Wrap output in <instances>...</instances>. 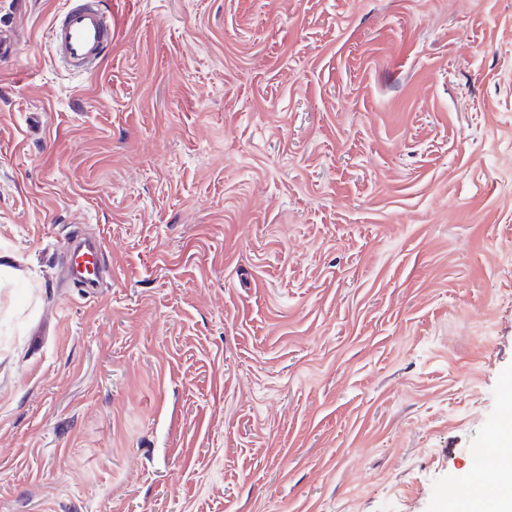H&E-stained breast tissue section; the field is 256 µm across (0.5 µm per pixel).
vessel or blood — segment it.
Returning <instances> with one entry per match:
<instances>
[{"label": "vessel or blood", "mask_w": 512, "mask_h": 512, "mask_svg": "<svg viewBox=\"0 0 512 512\" xmlns=\"http://www.w3.org/2000/svg\"><path fill=\"white\" fill-rule=\"evenodd\" d=\"M112 13L104 0H64L48 29L51 56L69 71L89 75L105 61L112 48ZM97 240L74 239L64 250L70 272L86 293L99 286Z\"/></svg>", "instance_id": "b4317fda"}]
</instances>
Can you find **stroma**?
I'll use <instances>...</instances> for the list:
<instances>
[{"mask_svg": "<svg viewBox=\"0 0 512 512\" xmlns=\"http://www.w3.org/2000/svg\"><path fill=\"white\" fill-rule=\"evenodd\" d=\"M108 2L77 76L0 0V512H443L512 380V0ZM70 259V272L75 281L87 294L99 287L98 255L102 248L99 240L80 239L75 237L64 247Z\"/></svg>", "mask_w": 512, "mask_h": 512, "instance_id": "obj_1", "label": "stroma"}]
</instances>
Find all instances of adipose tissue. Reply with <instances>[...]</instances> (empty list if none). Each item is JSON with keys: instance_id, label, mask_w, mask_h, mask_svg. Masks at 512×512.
I'll use <instances>...</instances> for the list:
<instances>
[{"instance_id": "adipose-tissue-1", "label": "adipose tissue", "mask_w": 512, "mask_h": 512, "mask_svg": "<svg viewBox=\"0 0 512 512\" xmlns=\"http://www.w3.org/2000/svg\"><path fill=\"white\" fill-rule=\"evenodd\" d=\"M494 456L499 481L488 486L477 472H470L464 483L466 495L458 505L460 512H501L512 505V430L502 432Z\"/></svg>"}]
</instances>
